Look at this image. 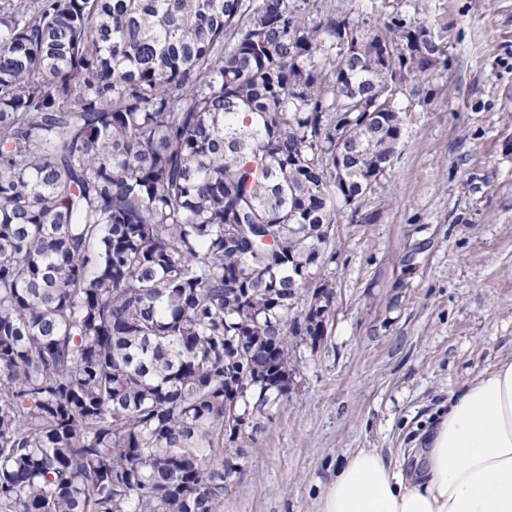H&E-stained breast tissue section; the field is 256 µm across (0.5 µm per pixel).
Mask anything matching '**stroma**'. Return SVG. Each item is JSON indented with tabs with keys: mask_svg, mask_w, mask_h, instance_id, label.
<instances>
[{
	"mask_svg": "<svg viewBox=\"0 0 512 512\" xmlns=\"http://www.w3.org/2000/svg\"><path fill=\"white\" fill-rule=\"evenodd\" d=\"M309 0L380 26L444 32L448 58L410 109L391 169L331 229L334 291L319 348L298 343L222 512H317L360 448L402 460L467 385L512 360V0Z\"/></svg>",
	"mask_w": 512,
	"mask_h": 512,
	"instance_id": "obj_1",
	"label": "stroma"
}]
</instances>
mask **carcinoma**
<instances>
[{
    "mask_svg": "<svg viewBox=\"0 0 512 512\" xmlns=\"http://www.w3.org/2000/svg\"><path fill=\"white\" fill-rule=\"evenodd\" d=\"M446 58L306 0H0V512H221L325 336L389 87Z\"/></svg>",
    "mask_w": 512,
    "mask_h": 512,
    "instance_id": "cac0c4a2",
    "label": "carcinoma"
}]
</instances>
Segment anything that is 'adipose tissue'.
Segmentation results:
<instances>
[{"instance_id": "ef3b65f1", "label": "adipose tissue", "mask_w": 512, "mask_h": 512, "mask_svg": "<svg viewBox=\"0 0 512 512\" xmlns=\"http://www.w3.org/2000/svg\"><path fill=\"white\" fill-rule=\"evenodd\" d=\"M411 456L354 451L318 512H512V360L452 399Z\"/></svg>"}]
</instances>
